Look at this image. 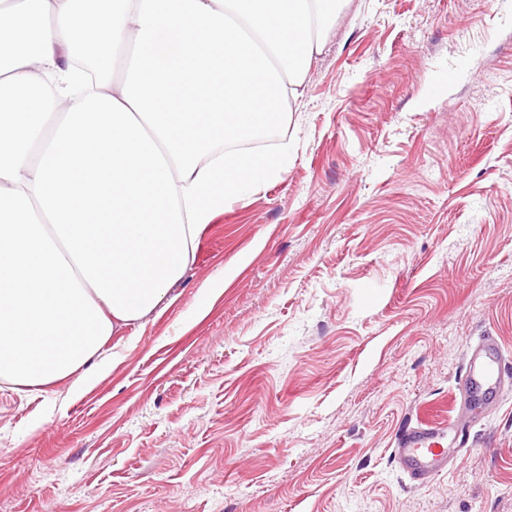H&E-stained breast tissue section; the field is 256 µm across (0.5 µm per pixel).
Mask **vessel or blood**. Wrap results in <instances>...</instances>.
<instances>
[{
    "label": "vessel or blood",
    "instance_id": "b4317fda",
    "mask_svg": "<svg viewBox=\"0 0 512 512\" xmlns=\"http://www.w3.org/2000/svg\"><path fill=\"white\" fill-rule=\"evenodd\" d=\"M503 351L492 337H484L468 350L461 385L463 405L480 415L486 406L512 396V381L501 372ZM464 446V433L453 421L420 420L400 428L393 456L400 470L417 485L429 482L448 467L450 456Z\"/></svg>",
    "mask_w": 512,
    "mask_h": 512
}]
</instances>
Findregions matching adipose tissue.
Segmentation results:
<instances>
[{"label": "adipose tissue", "instance_id": "ef3b65f1", "mask_svg": "<svg viewBox=\"0 0 512 512\" xmlns=\"http://www.w3.org/2000/svg\"><path fill=\"white\" fill-rule=\"evenodd\" d=\"M343 2L0 0L1 382L74 397L122 361L215 214L292 163L224 143L290 118Z\"/></svg>", "mask_w": 512, "mask_h": 512}]
</instances>
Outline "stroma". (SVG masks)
<instances>
[{
  "mask_svg": "<svg viewBox=\"0 0 512 512\" xmlns=\"http://www.w3.org/2000/svg\"><path fill=\"white\" fill-rule=\"evenodd\" d=\"M292 109L123 362L0 382V512H512V397L458 401L480 337L512 378V0H348ZM424 409L465 447L414 486Z\"/></svg>",
  "mask_w": 512,
  "mask_h": 512,
  "instance_id": "1",
  "label": "stroma"
}]
</instances>
